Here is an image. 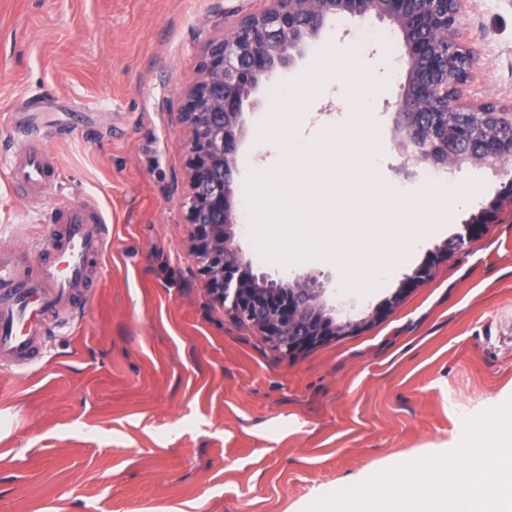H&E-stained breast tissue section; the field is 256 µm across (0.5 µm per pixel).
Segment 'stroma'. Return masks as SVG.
Here are the masks:
<instances>
[{
    "instance_id": "35a3bbf8",
    "label": "stroma",
    "mask_w": 512,
    "mask_h": 512,
    "mask_svg": "<svg viewBox=\"0 0 512 512\" xmlns=\"http://www.w3.org/2000/svg\"><path fill=\"white\" fill-rule=\"evenodd\" d=\"M266 0H0V154L19 142L12 112L57 126L49 144L60 183L38 204L0 180V255L23 259L46 218L96 203L111 242L85 316L49 338L30 374L0 371V512H302L317 497L389 467L456 447L465 417L512 399V207L477 241L437 262L431 278L361 332L292 355L210 293L191 252L190 134L185 92L203 48ZM463 39L479 68L464 94L512 103V0H464ZM350 51V78L305 101L302 141L332 139L357 121L380 156L377 180L424 192L426 166L403 172L393 136L403 56L388 21L328 22L292 66L263 79L244 106L235 190L261 173L262 122L314 58ZM373 81L365 104L349 90ZM483 184L451 224L405 252L384 281L344 298L363 314L458 233L501 179ZM256 274L311 273L336 288L335 260L293 267L257 261Z\"/></svg>"
}]
</instances>
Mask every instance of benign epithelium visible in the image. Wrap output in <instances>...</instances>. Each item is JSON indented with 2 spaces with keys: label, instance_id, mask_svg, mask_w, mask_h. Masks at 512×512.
Here are the masks:
<instances>
[{
  "label": "benign epithelium",
  "instance_id": "7a95c632",
  "mask_svg": "<svg viewBox=\"0 0 512 512\" xmlns=\"http://www.w3.org/2000/svg\"><path fill=\"white\" fill-rule=\"evenodd\" d=\"M335 16H375L401 35L407 75L393 125L402 170L431 164L452 171L470 162L507 176L497 197L452 238L455 248L479 239L482 225L497 223L504 205L512 204V177L505 171L512 159V133L506 149L488 135L491 116L512 112V105L464 97L478 57L458 39L465 21L462 0H269L264 10L240 16L222 39L206 48L199 77L186 91L180 112L190 132L187 221L192 253L211 293L284 355L358 332L427 280L425 266L416 268L388 298L355 320L346 304L330 300L318 276H259L236 244L231 173L246 134L244 102L262 78L291 66L294 53Z\"/></svg>",
  "mask_w": 512,
  "mask_h": 512
}]
</instances>
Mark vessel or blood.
Masks as SVG:
<instances>
[{
  "label": "vessel or blood",
  "mask_w": 512,
  "mask_h": 512,
  "mask_svg": "<svg viewBox=\"0 0 512 512\" xmlns=\"http://www.w3.org/2000/svg\"><path fill=\"white\" fill-rule=\"evenodd\" d=\"M10 126L22 129V146L0 163V179L34 204L58 186L59 168L48 148L52 133L15 116ZM107 244V219L99 208L67 205L28 244L33 275H22L15 260H0V360L31 370L45 357L51 333L67 320H81Z\"/></svg>",
  "instance_id": "vessel-or-blood-1"
}]
</instances>
